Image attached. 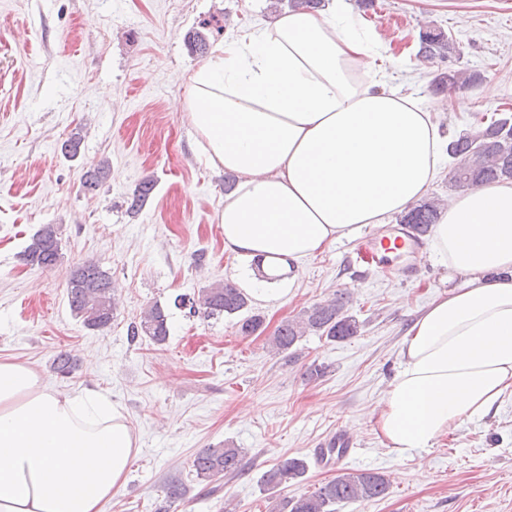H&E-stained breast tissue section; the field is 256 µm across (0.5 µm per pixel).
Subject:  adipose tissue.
I'll list each match as a JSON object with an SVG mask.
<instances>
[{
  "label": "adipose tissue",
  "mask_w": 512,
  "mask_h": 512,
  "mask_svg": "<svg viewBox=\"0 0 512 512\" xmlns=\"http://www.w3.org/2000/svg\"><path fill=\"white\" fill-rule=\"evenodd\" d=\"M404 63L383 57L344 0L213 46L179 110L205 163L238 177L219 216L226 253L298 264L430 192L449 137L437 109L391 87ZM428 254L448 287L418 311L375 410L399 456L512 392V180L451 197ZM138 451L105 395L55 390L0 360V512H103Z\"/></svg>",
  "instance_id": "adipose-tissue-1"
}]
</instances>
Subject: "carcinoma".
Listing matches in <instances>:
<instances>
[{
	"mask_svg": "<svg viewBox=\"0 0 512 512\" xmlns=\"http://www.w3.org/2000/svg\"><path fill=\"white\" fill-rule=\"evenodd\" d=\"M293 9L316 10L323 6V0H269L274 11H281L283 2ZM190 52L203 57L208 53L209 40L201 30H192L186 35ZM461 54L457 42L444 32L427 29L420 34L417 58L422 63L436 59L447 60ZM481 74L477 71L448 69L437 74L432 86L437 90L464 88L477 84ZM448 153L460 159L451 177L452 187L472 189L502 179H512V118L502 117L484 128L465 131L452 139ZM111 164L104 159L84 172L81 177V191L86 196L94 195L110 178ZM154 191V182L146 179L138 184L128 202L127 211L137 213L146 205ZM439 200H425L411 207L400 219L417 232L428 234L438 219ZM22 261L32 267L48 270L61 260V240L54 224H43L32 235L30 242L21 254ZM72 315L89 330L100 331L112 324L116 311V301L112 276L98 261L87 259L77 263L71 272L66 289ZM250 299L229 282H218L202 289L198 296L178 295L174 305L196 314L207 316L235 315L248 309ZM346 293L339 291L329 300L315 303L295 319L285 320L275 329L269 344L275 353H285L302 337L309 333L326 337L330 341H345L360 331L359 321L347 314ZM265 319L259 313H251L236 322L237 331L242 336H253L264 332ZM169 337L168 315L155 304L144 309L139 322L132 325L130 339H146L162 345ZM76 369V360L70 354L61 352L54 360L55 372L70 376ZM242 451L223 444L201 449L192 460L196 477L210 484L209 493L220 491V486L212 485L226 476L235 477L241 470ZM307 462L299 457H287L267 470L261 483L273 490L288 483H299L307 472ZM390 480L377 472L343 471L336 478L322 484L314 492L301 493L282 499L277 512H331L330 507L337 503H356L382 498L389 492Z\"/></svg>",
	"mask_w": 512,
	"mask_h": 512,
	"instance_id": "carcinoma-1",
	"label": "carcinoma"
}]
</instances>
